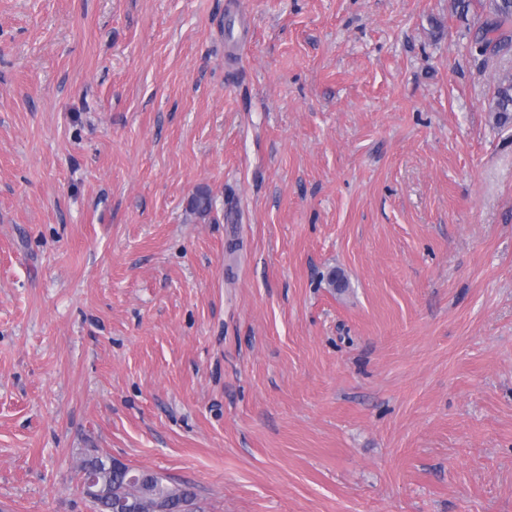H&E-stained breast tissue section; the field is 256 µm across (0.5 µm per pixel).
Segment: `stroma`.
I'll list each match as a JSON object with an SVG mask.
<instances>
[{"mask_svg":"<svg viewBox=\"0 0 512 512\" xmlns=\"http://www.w3.org/2000/svg\"><path fill=\"white\" fill-rule=\"evenodd\" d=\"M452 3L0 0V512L92 456L512 512V52Z\"/></svg>","mask_w":512,"mask_h":512,"instance_id":"1","label":"stroma"}]
</instances>
